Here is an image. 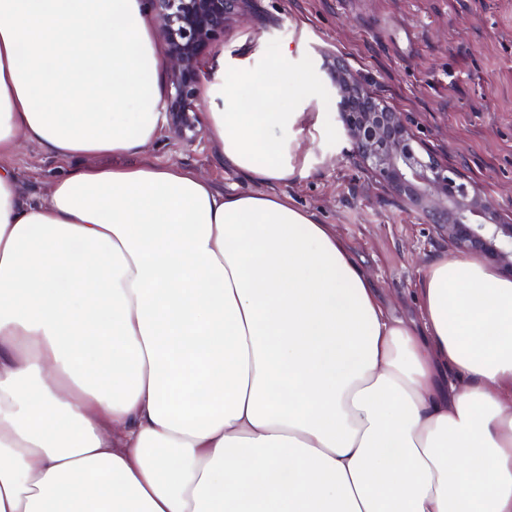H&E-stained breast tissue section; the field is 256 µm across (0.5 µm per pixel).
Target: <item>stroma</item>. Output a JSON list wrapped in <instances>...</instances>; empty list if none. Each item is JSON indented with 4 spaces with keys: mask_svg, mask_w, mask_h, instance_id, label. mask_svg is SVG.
Returning <instances> with one entry per match:
<instances>
[{
    "mask_svg": "<svg viewBox=\"0 0 512 512\" xmlns=\"http://www.w3.org/2000/svg\"><path fill=\"white\" fill-rule=\"evenodd\" d=\"M322 48L357 70L418 139L512 218V0H253L252 21L208 53L207 72L229 57L288 50L290 70L317 87L309 111L322 115L292 136L304 173L255 183L225 165L210 135L184 146L165 129L141 156L198 172L221 193L267 192L308 209L347 243L390 314L419 321L421 271L454 251L420 211L356 163L327 103ZM0 166L13 170L25 199L37 201L69 163L22 138Z\"/></svg>",
    "mask_w": 512,
    "mask_h": 512,
    "instance_id": "obj_1",
    "label": "stroma"
}]
</instances>
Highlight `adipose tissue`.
<instances>
[{"instance_id":"adipose-tissue-1","label":"adipose tissue","mask_w":512,"mask_h":512,"mask_svg":"<svg viewBox=\"0 0 512 512\" xmlns=\"http://www.w3.org/2000/svg\"><path fill=\"white\" fill-rule=\"evenodd\" d=\"M145 0H0V512H512V279L429 263L394 319L332 225L143 161L165 120ZM287 53L215 74L206 131L292 176ZM0 166L13 170L25 199L37 201L48 197L51 183L70 163L21 137L11 153L0 157Z\"/></svg>"}]
</instances>
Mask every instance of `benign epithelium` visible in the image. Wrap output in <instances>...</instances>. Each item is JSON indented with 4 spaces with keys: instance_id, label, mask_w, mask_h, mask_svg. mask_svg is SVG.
Wrapping results in <instances>:
<instances>
[{
    "instance_id": "7a95c632",
    "label": "benign epithelium",
    "mask_w": 512,
    "mask_h": 512,
    "mask_svg": "<svg viewBox=\"0 0 512 512\" xmlns=\"http://www.w3.org/2000/svg\"><path fill=\"white\" fill-rule=\"evenodd\" d=\"M157 38L166 46L168 130L193 143L203 131L201 73L209 49L224 42L233 23L252 17V0H145ZM336 119L353 155L375 180L415 206L456 252L495 265L512 277V222L478 186L460 181L432 152H416L402 113L367 89L361 75L323 52Z\"/></svg>"
}]
</instances>
